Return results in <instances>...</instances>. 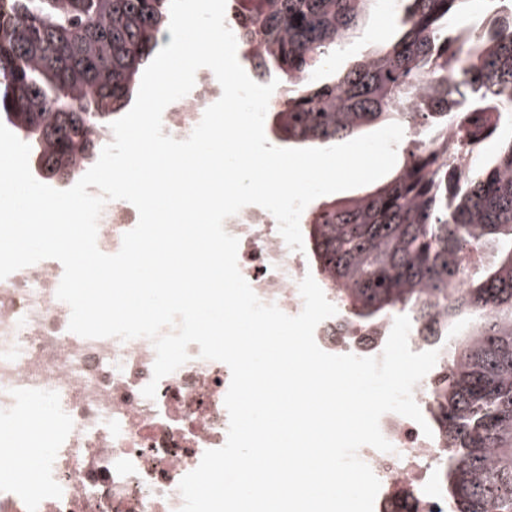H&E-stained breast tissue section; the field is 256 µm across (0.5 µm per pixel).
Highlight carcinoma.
<instances>
[{
    "label": "carcinoma",
    "mask_w": 512,
    "mask_h": 512,
    "mask_svg": "<svg viewBox=\"0 0 512 512\" xmlns=\"http://www.w3.org/2000/svg\"><path fill=\"white\" fill-rule=\"evenodd\" d=\"M167 0H0V122L51 182L112 141L165 32ZM380 0H232L239 47L279 79L267 123L280 140L327 144L388 122L425 146L388 182L306 211L303 238L349 321L409 316L448 337L431 419L451 450L448 512H512V22L466 39L476 0H394V40L338 74L327 57ZM499 149L477 162L484 144ZM470 158L469 167L463 160ZM475 272L456 287L461 260Z\"/></svg>",
    "instance_id": "cac0c4a2"
}]
</instances>
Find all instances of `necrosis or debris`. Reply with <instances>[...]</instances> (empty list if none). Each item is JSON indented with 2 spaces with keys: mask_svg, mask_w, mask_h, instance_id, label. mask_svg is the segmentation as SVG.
Wrapping results in <instances>:
<instances>
[{
  "mask_svg": "<svg viewBox=\"0 0 512 512\" xmlns=\"http://www.w3.org/2000/svg\"><path fill=\"white\" fill-rule=\"evenodd\" d=\"M221 94L212 73L199 69L180 111L163 113L164 134L188 138ZM137 222L131 203L108 202L98 221L99 249L118 252ZM224 228L239 240L238 267L258 298L298 315L299 283L310 270L306 253L289 249L275 217L257 205L227 218ZM62 274L59 261L45 259L0 280V512H179L180 480L205 451L226 442L230 369L200 358L192 344L189 361L160 380L156 398L144 397L152 342L70 332V308L56 297ZM391 329L360 328L339 312L314 336L327 353L377 357ZM380 429L392 452L358 451L380 481L374 512L405 505L447 512L440 463L448 449L394 412L381 417ZM34 444L33 467L18 470L15 452Z\"/></svg>",
  "mask_w": 512,
  "mask_h": 512,
  "instance_id": "obj_1",
  "label": "necrosis or debris"
}]
</instances>
